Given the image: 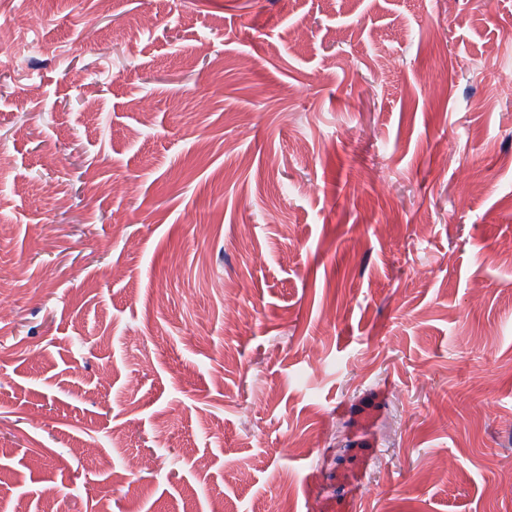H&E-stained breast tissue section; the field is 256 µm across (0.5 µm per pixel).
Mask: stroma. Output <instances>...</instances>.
I'll return each mask as SVG.
<instances>
[{
    "mask_svg": "<svg viewBox=\"0 0 512 512\" xmlns=\"http://www.w3.org/2000/svg\"><path fill=\"white\" fill-rule=\"evenodd\" d=\"M1 27L0 512H512V0Z\"/></svg>",
    "mask_w": 512,
    "mask_h": 512,
    "instance_id": "35a3bbf8",
    "label": "stroma"
}]
</instances>
